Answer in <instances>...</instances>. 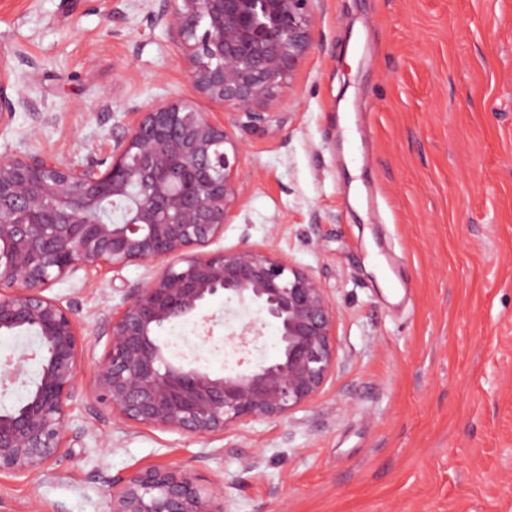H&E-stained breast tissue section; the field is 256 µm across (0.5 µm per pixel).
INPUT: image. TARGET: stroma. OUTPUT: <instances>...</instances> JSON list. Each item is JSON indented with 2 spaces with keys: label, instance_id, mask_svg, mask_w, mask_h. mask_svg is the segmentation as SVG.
Masks as SVG:
<instances>
[{
  "label": "stroma",
  "instance_id": "35a3bbf8",
  "mask_svg": "<svg viewBox=\"0 0 512 512\" xmlns=\"http://www.w3.org/2000/svg\"><path fill=\"white\" fill-rule=\"evenodd\" d=\"M163 0H0L16 110L0 157L110 162L135 110L194 100L241 139V203L218 247L311 270L337 313L324 390L220 437L72 404L68 452L0 474V512H106L107 478L178 466L229 512H512V0H312L315 40L280 107L244 131L197 96ZM146 264L53 282L93 346ZM169 360L220 374L189 322Z\"/></svg>",
  "mask_w": 512,
  "mask_h": 512
}]
</instances>
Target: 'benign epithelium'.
<instances>
[{
    "instance_id": "7a95c632",
    "label": "benign epithelium",
    "mask_w": 512,
    "mask_h": 512,
    "mask_svg": "<svg viewBox=\"0 0 512 512\" xmlns=\"http://www.w3.org/2000/svg\"><path fill=\"white\" fill-rule=\"evenodd\" d=\"M311 0H164L167 21L195 89L229 107L244 130L280 104L313 45ZM0 64V126L15 112ZM242 143L185 100L131 113L103 169L40 156L0 157V334L31 331L39 345L0 364L8 390L25 363L38 378L21 407L0 416V473L24 476L66 453L63 438L79 394L88 336L62 302L44 295L88 263L151 267L105 318V351L88 393L127 424L186 436H219L277 419L318 395L336 355V310L311 272L258 246L205 252L240 205ZM134 206L120 221L96 215ZM256 308L258 317L223 338L240 358L214 374L169 361L165 326L194 321L199 338L221 322L202 310L214 297ZM272 325L275 359L245 366L249 337ZM107 512H226L224 481L207 487L178 467H148L108 483Z\"/></svg>"
}]
</instances>
